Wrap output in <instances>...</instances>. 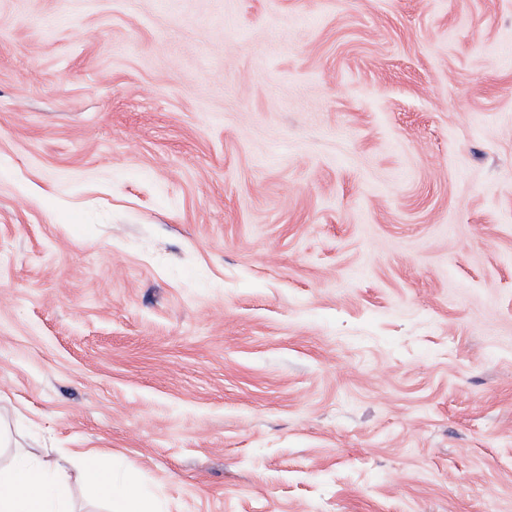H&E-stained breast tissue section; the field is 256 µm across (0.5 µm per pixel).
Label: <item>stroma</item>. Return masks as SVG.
I'll use <instances>...</instances> for the list:
<instances>
[{
  "label": "stroma",
  "instance_id": "stroma-1",
  "mask_svg": "<svg viewBox=\"0 0 512 512\" xmlns=\"http://www.w3.org/2000/svg\"><path fill=\"white\" fill-rule=\"evenodd\" d=\"M0 394L160 512H512V0H0Z\"/></svg>",
  "mask_w": 512,
  "mask_h": 512
}]
</instances>
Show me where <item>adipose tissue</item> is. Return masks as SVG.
I'll return each mask as SVG.
<instances>
[{
	"mask_svg": "<svg viewBox=\"0 0 512 512\" xmlns=\"http://www.w3.org/2000/svg\"><path fill=\"white\" fill-rule=\"evenodd\" d=\"M73 481L92 498L111 496L115 490L111 473L97 463L92 453L85 455L72 477L48 461L12 458L6 468L0 469V512H72L69 484Z\"/></svg>",
	"mask_w": 512,
	"mask_h": 512,
	"instance_id": "1",
	"label": "adipose tissue"
}]
</instances>
